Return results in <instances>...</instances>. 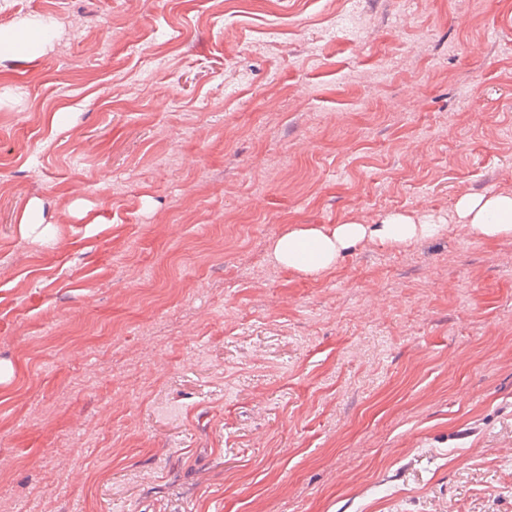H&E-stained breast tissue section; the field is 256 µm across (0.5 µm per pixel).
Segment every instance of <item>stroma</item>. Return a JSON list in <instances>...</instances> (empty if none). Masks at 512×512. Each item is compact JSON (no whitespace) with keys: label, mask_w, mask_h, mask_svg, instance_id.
<instances>
[{"label":"stroma","mask_w":512,"mask_h":512,"mask_svg":"<svg viewBox=\"0 0 512 512\" xmlns=\"http://www.w3.org/2000/svg\"><path fill=\"white\" fill-rule=\"evenodd\" d=\"M336 6L0 0L62 30L0 56V512H512V238L453 218L512 192V0ZM388 211L446 228L270 258ZM435 223L434 217H414L393 211L380 215L371 224L357 220L332 227L306 224L275 238L270 244V254L277 264L288 270L319 276L334 268L344 252L365 241L399 246L438 236L444 224Z\"/></svg>","instance_id":"stroma-1"}]
</instances>
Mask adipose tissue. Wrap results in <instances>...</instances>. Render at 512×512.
Listing matches in <instances>:
<instances>
[{
	"mask_svg": "<svg viewBox=\"0 0 512 512\" xmlns=\"http://www.w3.org/2000/svg\"><path fill=\"white\" fill-rule=\"evenodd\" d=\"M455 214L460 224L484 239L512 237V192L463 195L455 204ZM441 231L434 219L393 211L369 224L348 220L330 227H294L271 242L270 254L288 270L318 276L334 268L344 252L363 242L399 246L437 236Z\"/></svg>",
	"mask_w": 512,
	"mask_h": 512,
	"instance_id": "ef3b65f1",
	"label": "adipose tissue"
}]
</instances>
